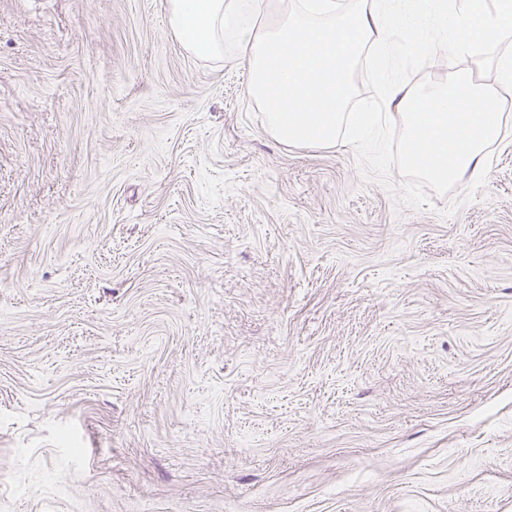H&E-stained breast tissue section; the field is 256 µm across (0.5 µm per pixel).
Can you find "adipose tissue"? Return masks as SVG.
<instances>
[{
    "mask_svg": "<svg viewBox=\"0 0 512 512\" xmlns=\"http://www.w3.org/2000/svg\"><path fill=\"white\" fill-rule=\"evenodd\" d=\"M265 0H168L173 30L187 50L220 57L233 45L249 73V90L265 112L272 136L283 143L332 144L342 125L361 135L378 113L399 117L405 128L403 160L444 187L480 174L485 149L499 139L512 102L463 71L448 73V86L422 91L406 83L380 84L377 112L347 120L350 72L371 40L395 42L403 28L427 30L452 59L469 54L472 29L512 41V0H469L447 10L442 0H411L409 13L390 17L377 0L340 9L336 0H312L303 11L268 26L254 25Z\"/></svg>",
    "mask_w": 512,
    "mask_h": 512,
    "instance_id": "obj_1",
    "label": "adipose tissue"
}]
</instances>
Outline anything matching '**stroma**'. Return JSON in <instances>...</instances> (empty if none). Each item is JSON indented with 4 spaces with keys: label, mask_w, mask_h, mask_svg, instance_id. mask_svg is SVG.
I'll return each mask as SVG.
<instances>
[{
    "label": "stroma",
    "mask_w": 512,
    "mask_h": 512,
    "mask_svg": "<svg viewBox=\"0 0 512 512\" xmlns=\"http://www.w3.org/2000/svg\"><path fill=\"white\" fill-rule=\"evenodd\" d=\"M402 136L278 141L166 0H0V512H512V116L445 188Z\"/></svg>",
    "instance_id": "obj_1"
}]
</instances>
